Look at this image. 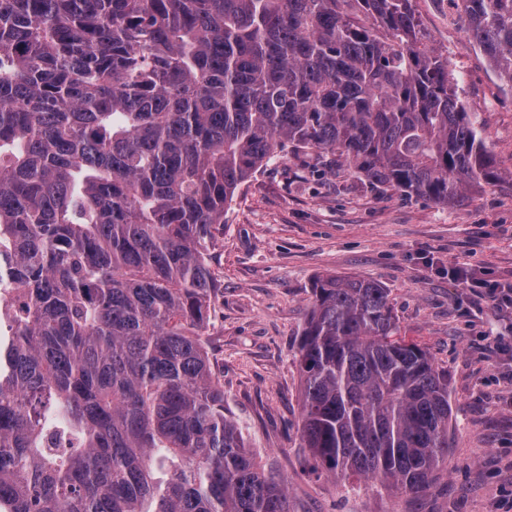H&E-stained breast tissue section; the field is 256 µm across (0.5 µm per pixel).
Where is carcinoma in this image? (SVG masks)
I'll use <instances>...</instances> for the list:
<instances>
[{
    "mask_svg": "<svg viewBox=\"0 0 512 512\" xmlns=\"http://www.w3.org/2000/svg\"><path fill=\"white\" fill-rule=\"evenodd\" d=\"M453 2L512 84V0ZM457 89L413 0H0V512H288L200 334L224 215L287 152L447 206L499 180ZM313 296L302 447L426 491L448 374L380 283Z\"/></svg>",
    "mask_w": 512,
    "mask_h": 512,
    "instance_id": "1",
    "label": "carcinoma"
}]
</instances>
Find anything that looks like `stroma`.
Returning <instances> with one entry per match:
<instances>
[{"mask_svg":"<svg viewBox=\"0 0 512 512\" xmlns=\"http://www.w3.org/2000/svg\"><path fill=\"white\" fill-rule=\"evenodd\" d=\"M426 41L447 55L459 94L501 174L442 206L346 172L317 176L314 153L283 155L245 183L212 253L216 291L202 330L224 407L265 468L287 477L291 512H497L512 499V311L451 276L512 282V85L468 38L449 0H414ZM380 282L400 335L448 373L449 465L418 495L321 474L302 446L295 351L315 280Z\"/></svg>","mask_w":512,"mask_h":512,"instance_id":"1","label":"stroma"}]
</instances>
